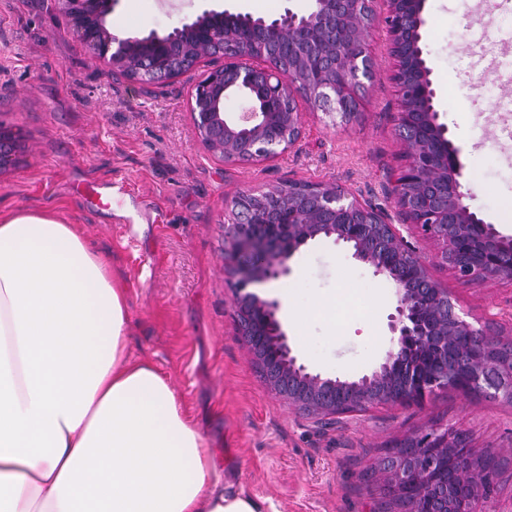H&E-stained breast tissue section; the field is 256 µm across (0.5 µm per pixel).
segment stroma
Returning <instances> with one entry per match:
<instances>
[{"mask_svg": "<svg viewBox=\"0 0 512 512\" xmlns=\"http://www.w3.org/2000/svg\"><path fill=\"white\" fill-rule=\"evenodd\" d=\"M313 0H117L109 27L125 35L161 33L202 10L266 20L308 14ZM367 41L375 67L356 123L331 122L299 101L302 136L276 157L223 162L198 141L190 108L204 61L170 80L136 85L112 74L75 37L57 0H0V125L20 131L16 166L0 172V211L19 207L76 225L125 286L129 349L170 379L188 417L207 436L218 472L261 499L265 512H380L387 501L376 467L412 433L452 425L490 454L500 474L499 512H512V405L463 390L422 403L372 404L324 425L289 405L260 377L237 331L232 280L224 273L227 208L238 194L288 181L327 183L380 207L416 250L431 280L457 310L512 339V280L459 282L436 260L439 244L405 222L391 194L406 158L396 133L399 96L384 19ZM423 58L431 71L438 121L458 151L469 204L512 238V125L507 89L486 85L497 68L512 77V12L492 0H425ZM87 183L112 191L105 208L81 195ZM269 299L291 292L310 312L305 334L287 324L288 343L308 371L353 381L379 368L392 347L395 286L321 238L289 259ZM336 298L332 314L317 307Z\"/></svg>", "mask_w": 512, "mask_h": 512, "instance_id": "stroma-1", "label": "stroma"}]
</instances>
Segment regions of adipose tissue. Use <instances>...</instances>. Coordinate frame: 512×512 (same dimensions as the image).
<instances>
[{"mask_svg":"<svg viewBox=\"0 0 512 512\" xmlns=\"http://www.w3.org/2000/svg\"><path fill=\"white\" fill-rule=\"evenodd\" d=\"M126 290L74 225L0 213V512H264L128 352Z\"/></svg>","mask_w":512,"mask_h":512,"instance_id":"obj_1","label":"adipose tissue"}]
</instances>
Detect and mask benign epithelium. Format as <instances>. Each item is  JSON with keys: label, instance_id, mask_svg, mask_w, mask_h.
<instances>
[{"label": "benign epithelium", "instance_id": "7a95c632", "mask_svg": "<svg viewBox=\"0 0 512 512\" xmlns=\"http://www.w3.org/2000/svg\"><path fill=\"white\" fill-rule=\"evenodd\" d=\"M73 31L89 54L133 83L176 78L204 59L222 56L224 66L203 74L191 93V114L197 137L216 158L250 162L272 158L295 145L302 133L296 93L307 88V102L341 122L358 112L357 94L372 63L366 32L376 21L362 0H315L314 10L298 16L288 10L266 21L249 15L205 10L194 20L163 35L119 37L107 25L114 0H59ZM424 0H390L387 31L397 66L400 109L396 125L415 135L403 141L407 163L396 175L394 200L401 214L442 244L439 257L463 284L486 279H512V240L484 222L467 200L471 198L447 127L438 123L435 91L421 49ZM263 49L265 66L250 63L249 49ZM288 48L297 58L304 80L297 83L280 68L278 52ZM242 97L247 106L236 117L224 113V102ZM20 136L0 126V170L19 160ZM264 194L251 193L232 201L225 226V270L233 285L239 333L254 356L264 353L278 364L280 377L295 386L286 399L312 417L334 416L343 405L333 396L343 386L350 399L394 375L400 392L389 402L424 401L435 390L479 391L500 401L512 398V360L502 362L474 352L431 374L420 371L414 351L448 357L482 328L465 320L448 293L430 291L417 301L413 291L396 288V314L390 331L394 348L371 374L355 381L323 378L297 362L288 336L275 316L278 302L252 288L289 272L288 259L300 247L327 237L353 249V257L388 275L393 265L413 269L418 280H429L425 264L397 230L382 247L370 242L369 225L384 222L370 205L322 183L288 184L280 213L256 231L239 223L238 211L264 209ZM242 255L263 257L260 269L237 262ZM388 490L403 497L408 512H437L440 493L447 494L446 512H498L493 505L481 457L454 427L420 431L406 438L381 461Z\"/></svg>", "mask_w": 512, "mask_h": 512}]
</instances>
